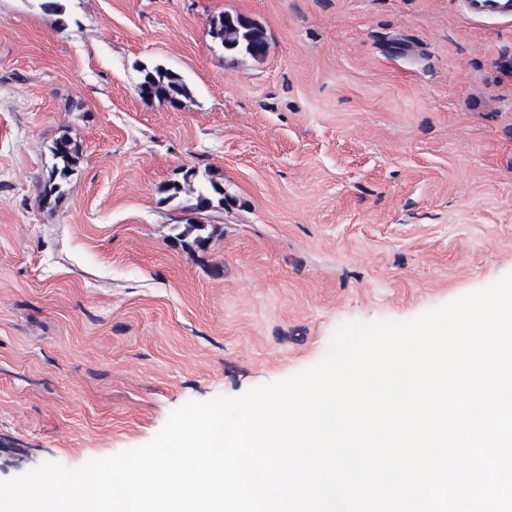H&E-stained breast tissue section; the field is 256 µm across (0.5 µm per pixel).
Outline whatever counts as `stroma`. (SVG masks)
Listing matches in <instances>:
<instances>
[{"instance_id": "1", "label": "stroma", "mask_w": 512, "mask_h": 512, "mask_svg": "<svg viewBox=\"0 0 512 512\" xmlns=\"http://www.w3.org/2000/svg\"><path fill=\"white\" fill-rule=\"evenodd\" d=\"M0 0V480L148 443L512 273V20L460 0ZM259 23L229 63L212 15ZM191 88L143 101L142 64ZM82 160L44 196L53 141ZM211 171L190 252L162 185Z\"/></svg>"}]
</instances>
